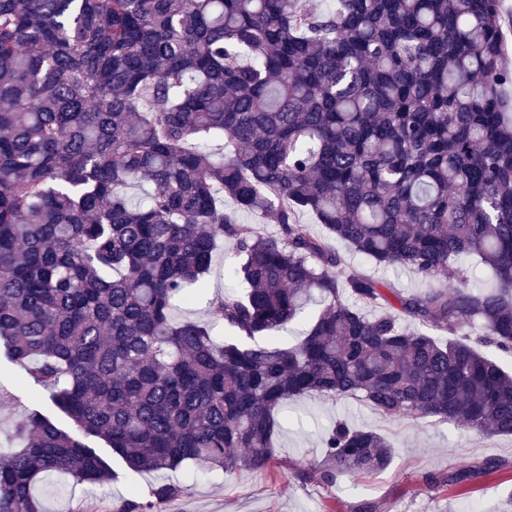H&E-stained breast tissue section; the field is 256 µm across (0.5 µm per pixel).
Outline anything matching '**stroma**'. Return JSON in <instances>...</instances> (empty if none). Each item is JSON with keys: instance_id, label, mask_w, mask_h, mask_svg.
I'll use <instances>...</instances> for the list:
<instances>
[{"instance_id": "stroma-1", "label": "stroma", "mask_w": 512, "mask_h": 512, "mask_svg": "<svg viewBox=\"0 0 512 512\" xmlns=\"http://www.w3.org/2000/svg\"><path fill=\"white\" fill-rule=\"evenodd\" d=\"M335 247L351 269L376 280L404 291L425 286L412 270L378 265L350 252L340 241ZM235 263L231 247L218 244L203 290L192 304L176 306V318L213 323L217 337H226L222 323L213 320L209 302L224 291H242L241 280L232 274ZM0 394L8 402L0 416L1 456L19 445L12 432L14 418L38 412L66 430L74 428L56 408L49 389L28 375L1 345ZM339 421L374 429L390 441L394 455L384 471L344 477L332 485L324 482L314 468L323 459L321 434ZM88 444L107 458L112 479L92 488L68 474L44 477L34 488L44 512H82L96 497L110 503L138 500L150 485L164 483L181 486L183 493L164 504L163 512H357L364 501L377 503L380 512H512V436H484L439 421L392 422L352 398L301 396L290 401L275 435L276 464L265 472H207L188 464L148 475L129 470L103 441L92 438ZM485 458L509 461L510 467L457 486L434 488L427 482L428 477L440 478L462 463Z\"/></svg>"}]
</instances>
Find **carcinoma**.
Returning a JSON list of instances; mask_svg holds the SVG:
<instances>
[{"label":"carcinoma","mask_w":512,"mask_h":512,"mask_svg":"<svg viewBox=\"0 0 512 512\" xmlns=\"http://www.w3.org/2000/svg\"><path fill=\"white\" fill-rule=\"evenodd\" d=\"M507 83L501 0H0V343L140 473L267 471L277 413L311 394L512 435V374L482 352L512 353ZM133 183L150 187L136 203ZM333 238L428 286L348 271ZM222 241L245 292L209 303L220 344L172 310ZM469 258L489 285L471 284ZM313 298L300 342L278 346ZM13 428L0 512H41L33 487L51 472L111 479L48 417ZM322 448L328 483L393 455L344 423ZM180 494L159 484L87 512H162Z\"/></svg>","instance_id":"1"}]
</instances>
